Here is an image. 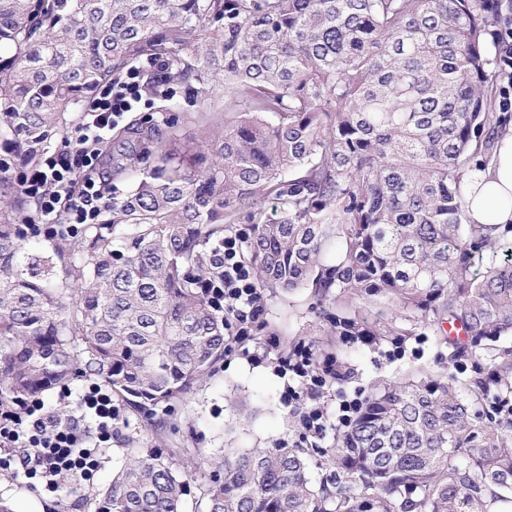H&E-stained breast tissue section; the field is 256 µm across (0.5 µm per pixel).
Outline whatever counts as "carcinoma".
I'll list each match as a JSON object with an SVG mask.
<instances>
[{"instance_id":"1","label":"carcinoma","mask_w":512,"mask_h":512,"mask_svg":"<svg viewBox=\"0 0 512 512\" xmlns=\"http://www.w3.org/2000/svg\"><path fill=\"white\" fill-rule=\"evenodd\" d=\"M496 0H0V139L40 161L94 91L142 58L236 114L200 142L140 141L134 188L54 255L21 229L0 183V402L102 382L156 415L224 360L227 320L202 285L247 212L260 288H313L326 316L381 339L427 325L512 392V225L474 224L467 178L511 113L492 112L485 35ZM372 322L358 321L365 310ZM445 374L375 385L322 451L283 441L227 454L203 512H512V423L484 422ZM95 512H185L173 453L130 448Z\"/></svg>"}]
</instances>
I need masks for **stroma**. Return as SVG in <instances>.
Here are the masks:
<instances>
[{"mask_svg": "<svg viewBox=\"0 0 512 512\" xmlns=\"http://www.w3.org/2000/svg\"><path fill=\"white\" fill-rule=\"evenodd\" d=\"M186 87L159 86L156 96L142 97L135 108L119 121V129L150 122L160 134L178 133L187 140L201 139L204 132L224 124L223 94H216L207 114L189 110ZM265 325L256 331L248 351L268 350L270 360L263 364L248 361L246 353L226 357L215 375L203 378L184 397L173 402L162 429H150L142 415L122 409V422L112 445L99 449L101 466L93 480L72 485L61 479L57 492L33 488L22 472L0 470V497L14 512H94V494L107 484L113 473L127 462L131 448H173L178 462L186 463L204 454L222 459L225 452L268 448L281 440H298L297 422L303 403L285 405L281 394L285 384L270 361L280 355L283 345L311 346L318 359L333 361L344 380L325 386L320 399L328 416H335L342 398L355 391L370 393L380 379L396 377L409 368L425 375L441 373L461 385L489 378V368L476 364L470 353L440 341L433 328L418 327L402 338L390 337L366 345L347 336H337L322 315L323 303L313 289L265 293ZM276 337L278 348L267 349L268 337ZM401 349L398 358L388 353Z\"/></svg>", "mask_w": 512, "mask_h": 512, "instance_id": "stroma-1", "label": "stroma"}]
</instances>
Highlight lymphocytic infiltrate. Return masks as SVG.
<instances>
[{"label": "lymphocytic infiltrate", "instance_id": "obj_1", "mask_svg": "<svg viewBox=\"0 0 512 512\" xmlns=\"http://www.w3.org/2000/svg\"><path fill=\"white\" fill-rule=\"evenodd\" d=\"M140 74V68H130L122 78L96 92L79 129L74 162L49 156L17 174L22 193L36 203L34 218L25 222L30 231L54 234L62 209L67 211L72 227L92 223L97 217L104 198L102 187L91 178H79L75 168L92 166L94 144L102 142L139 100ZM251 232V227L245 226L225 235L220 247L221 271L205 285L210 300L223 309L228 336L235 342L250 338L265 312L255 272L243 257ZM274 369L280 375L298 378V385H285L282 399L290 404L308 397L311 405L302 412L299 425L309 435L321 437L326 418L316 400L334 378L333 369L321 365L308 345L292 356L277 358ZM118 418L111 397L95 384L54 409L38 399L19 405L0 404V469L19 466L28 478L39 479L50 491L58 490L64 476L77 473L91 478L100 467L96 448L111 440Z\"/></svg>", "mask_w": 512, "mask_h": 512}]
</instances>
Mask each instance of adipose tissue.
I'll use <instances>...</instances> for the list:
<instances>
[{"label": "adipose tissue", "mask_w": 512, "mask_h": 512, "mask_svg": "<svg viewBox=\"0 0 512 512\" xmlns=\"http://www.w3.org/2000/svg\"><path fill=\"white\" fill-rule=\"evenodd\" d=\"M468 210L478 224L512 223V126L499 139L485 168L469 176Z\"/></svg>", "instance_id": "adipose-tissue-1"}]
</instances>
